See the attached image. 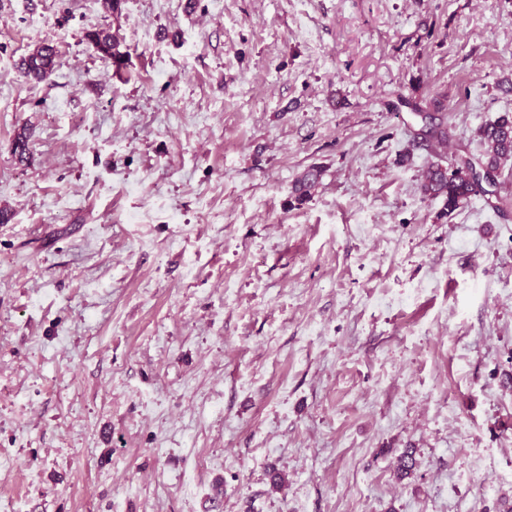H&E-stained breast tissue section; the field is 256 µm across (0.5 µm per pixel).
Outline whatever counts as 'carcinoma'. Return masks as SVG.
I'll return each instance as SVG.
<instances>
[{
  "label": "carcinoma",
  "mask_w": 512,
  "mask_h": 512,
  "mask_svg": "<svg viewBox=\"0 0 512 512\" xmlns=\"http://www.w3.org/2000/svg\"><path fill=\"white\" fill-rule=\"evenodd\" d=\"M87 39L102 56L121 62V53L114 35L103 29L88 32ZM57 51L50 44H42L21 58L19 69L33 79L46 78L56 66ZM430 124L424 136L435 140L441 146H447L451 134L444 116H429ZM481 150L476 155L459 154L457 158L464 160L462 164L443 165L434 162L425 172L421 184L422 193L431 198H442L443 214L449 215L462 207L471 197L478 195L476 183L488 179V174L480 169L485 165L488 169L502 173L506 164L512 161V113L505 112L490 121L477 131ZM321 177V170L308 169L294 185L297 199L302 201L308 196L309 189Z\"/></svg>",
  "instance_id": "1"
}]
</instances>
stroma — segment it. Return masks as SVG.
Wrapping results in <instances>:
<instances>
[{
	"mask_svg": "<svg viewBox=\"0 0 512 512\" xmlns=\"http://www.w3.org/2000/svg\"><path fill=\"white\" fill-rule=\"evenodd\" d=\"M510 79L512 0H0V512H512V212L421 193ZM87 39L92 43L95 49L102 54V56L113 59V62H121V53L119 52L117 39L113 34L106 30L96 29L89 31L86 35ZM56 59V48L50 44H42L21 58L19 69L26 77L42 80L52 73Z\"/></svg>",
	"mask_w": 512,
	"mask_h": 512,
	"instance_id": "35a3bbf8",
	"label": "stroma"
}]
</instances>
